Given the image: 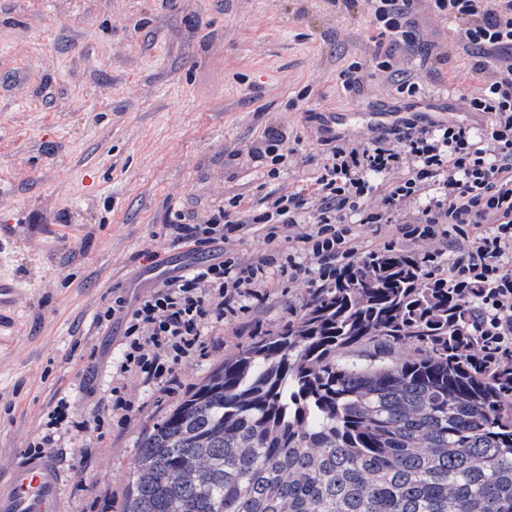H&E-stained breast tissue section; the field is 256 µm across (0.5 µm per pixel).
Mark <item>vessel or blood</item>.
Returning <instances> with one entry per match:
<instances>
[{
  "instance_id": "vessel-or-blood-1",
  "label": "vessel or blood",
  "mask_w": 512,
  "mask_h": 512,
  "mask_svg": "<svg viewBox=\"0 0 512 512\" xmlns=\"http://www.w3.org/2000/svg\"><path fill=\"white\" fill-rule=\"evenodd\" d=\"M63 478L52 454L18 455L0 471V512H63Z\"/></svg>"
}]
</instances>
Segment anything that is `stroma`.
<instances>
[{"label":"stroma","mask_w":512,"mask_h":512,"mask_svg":"<svg viewBox=\"0 0 512 512\" xmlns=\"http://www.w3.org/2000/svg\"><path fill=\"white\" fill-rule=\"evenodd\" d=\"M416 18L448 61L400 53L395 66L424 85L432 120L458 119V94L480 77L455 24L427 0ZM373 49L367 8L341 13L327 0H0V276L20 289L0 342V470L66 399L89 430L50 447L64 512H119L145 429L225 357L298 317L312 289L280 282L241 322L209 329L181 389L136 382L128 410L105 409L123 327L97 314L113 293L153 287L145 253L180 269L206 259L168 240L175 215L200 223L227 197L246 210L310 185L321 114L345 111L340 130L355 138L390 124L373 113L396 102L395 77L367 69L352 96L338 82ZM270 124L295 142L276 180L248 156Z\"/></svg>","instance_id":"35a3bbf8"}]
</instances>
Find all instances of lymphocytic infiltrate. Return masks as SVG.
Instances as JSON below:
<instances>
[{
    "label": "lymphocytic infiltrate",
    "mask_w": 512,
    "mask_h": 512,
    "mask_svg": "<svg viewBox=\"0 0 512 512\" xmlns=\"http://www.w3.org/2000/svg\"><path fill=\"white\" fill-rule=\"evenodd\" d=\"M361 1L375 27L376 67L392 71L394 49L422 46L412 19L418 0H329L341 11ZM430 2L434 16L460 23L463 46L483 55L474 65L482 83L464 103L485 128L402 117L381 135L328 148L312 189L267 194L244 217L235 195L204 223L167 224L172 243L218 252L140 299L113 295L100 314L125 323L113 410L126 409L122 384L134 378L175 392L181 367L203 355L206 330L266 300L273 279L331 288L368 252L394 251L400 241L418 250L427 279L470 300L465 329L481 369H512V0ZM287 139L271 125L248 151L268 178L284 168ZM370 197L375 206L364 207ZM253 226L264 229L265 249L245 258L236 245Z\"/></svg>",
    "instance_id": "lymphocytic-infiltrate-1"
}]
</instances>
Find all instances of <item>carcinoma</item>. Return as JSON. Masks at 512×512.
I'll return each mask as SVG.
<instances>
[{
	"mask_svg": "<svg viewBox=\"0 0 512 512\" xmlns=\"http://www.w3.org/2000/svg\"><path fill=\"white\" fill-rule=\"evenodd\" d=\"M466 315L366 257L145 431L121 512H512V382L470 364Z\"/></svg>",
	"mask_w": 512,
	"mask_h": 512,
	"instance_id": "obj_1",
	"label": "carcinoma"
}]
</instances>
